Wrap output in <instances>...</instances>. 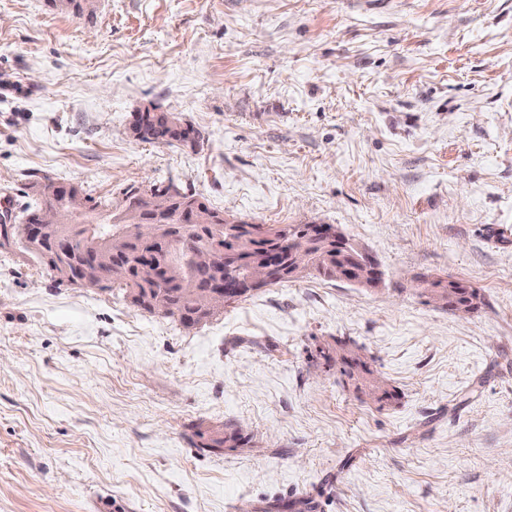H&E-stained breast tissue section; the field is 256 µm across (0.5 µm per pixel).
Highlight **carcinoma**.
<instances>
[{
  "mask_svg": "<svg viewBox=\"0 0 512 512\" xmlns=\"http://www.w3.org/2000/svg\"><path fill=\"white\" fill-rule=\"evenodd\" d=\"M169 116L168 112H147L140 124L130 129L138 140L149 143H189L199 138V132L188 124L180 132L171 130ZM28 189L38 203L34 208L25 209V222H38L41 212L48 207L59 216L61 224L55 226V232L61 237L68 233L71 224L93 225L96 237L103 242L102 253L93 258L94 264L90 265L93 276L107 278L106 289L118 292L131 303L143 298L144 312L153 314L160 308L163 316L176 318L182 324L185 323L183 311L197 303L209 281L215 278L212 267L191 258L196 251H218L224 259L238 263L246 271L254 257L265 250L275 249L288 256L303 253L310 263V271L296 274L287 265L275 277V285L311 276L334 280L336 267L342 265L336 256V247L308 236L302 224H261L254 233L244 231L229 237L222 232L224 213L208 207L194 194L179 191L172 197L167 195L165 187L127 188L125 203L137 204L145 220L160 225L183 222V230L164 242V249L176 261L172 265L157 258V245L133 233L131 225L117 221L119 209L94 200L80 187L36 180ZM425 290L441 308L453 314L460 311L471 314L481 303L478 289L461 281L431 280L425 282ZM319 356L327 366H340L341 374L373 400L384 402L395 398L396 393L387 389L386 382L375 374L364 357L350 348L349 340L335 338L334 344L319 348ZM195 436L199 438L197 447L213 450L242 448L253 439V435L236 423L225 424L220 429L199 428Z\"/></svg>",
  "mask_w": 512,
  "mask_h": 512,
  "instance_id": "obj_1",
  "label": "carcinoma"
}]
</instances>
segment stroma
I'll list each match as a JSON object with an SVG mask.
<instances>
[{"instance_id":"obj_1","label":"stroma","mask_w":512,"mask_h":512,"mask_svg":"<svg viewBox=\"0 0 512 512\" xmlns=\"http://www.w3.org/2000/svg\"><path fill=\"white\" fill-rule=\"evenodd\" d=\"M44 2L0 0V212L44 178L112 203L171 184L335 225L384 281L273 285L187 328L0 247V512H512V0ZM145 104L200 141L135 139ZM335 337L397 399L315 368ZM200 422L254 439L202 450ZM422 284L426 285L424 290L433 295L441 308L459 316L475 312L481 303L478 289L461 281L436 279L420 285ZM460 311H465L466 314L458 313Z\"/></svg>"}]
</instances>
